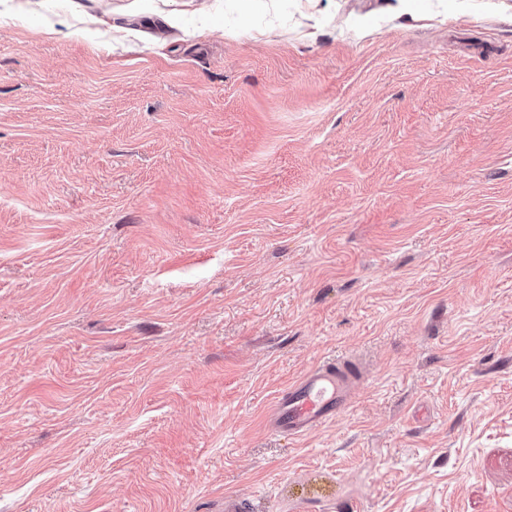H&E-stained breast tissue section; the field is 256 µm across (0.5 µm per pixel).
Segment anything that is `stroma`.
<instances>
[{
    "instance_id": "1",
    "label": "stroma",
    "mask_w": 512,
    "mask_h": 512,
    "mask_svg": "<svg viewBox=\"0 0 512 512\" xmlns=\"http://www.w3.org/2000/svg\"><path fill=\"white\" fill-rule=\"evenodd\" d=\"M228 494L512 512V0H0V512ZM359 383L349 364L322 362L288 384L265 412L270 429L300 437L338 416Z\"/></svg>"
}]
</instances>
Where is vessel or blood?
Instances as JSON below:
<instances>
[{
    "label": "vessel or blood",
    "instance_id": "obj_1",
    "mask_svg": "<svg viewBox=\"0 0 512 512\" xmlns=\"http://www.w3.org/2000/svg\"><path fill=\"white\" fill-rule=\"evenodd\" d=\"M359 382L347 364L323 362L288 384L265 412L270 429L300 437L338 416L349 404Z\"/></svg>",
    "mask_w": 512,
    "mask_h": 512
}]
</instances>
